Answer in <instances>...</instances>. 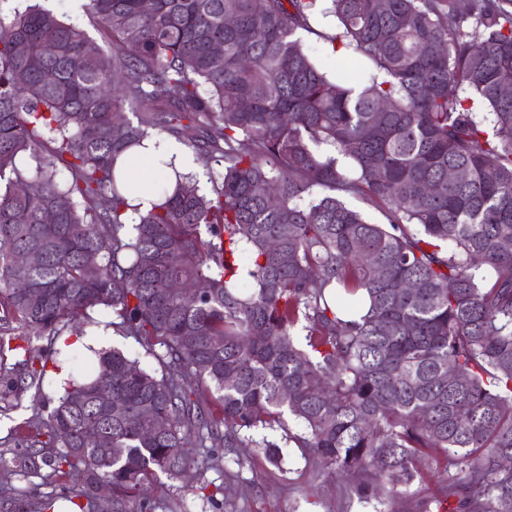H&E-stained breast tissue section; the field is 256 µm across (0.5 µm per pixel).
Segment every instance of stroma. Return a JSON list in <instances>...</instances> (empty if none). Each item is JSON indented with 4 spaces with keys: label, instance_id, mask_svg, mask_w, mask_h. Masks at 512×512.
<instances>
[{
    "label": "stroma",
    "instance_id": "stroma-1",
    "mask_svg": "<svg viewBox=\"0 0 512 512\" xmlns=\"http://www.w3.org/2000/svg\"><path fill=\"white\" fill-rule=\"evenodd\" d=\"M37 4L62 16L91 40L101 41V27L85 8L86 0H36ZM33 354L46 359L41 388L29 389L18 401L0 400V484L10 487L0 499V512H13L24 500L52 495L59 508L69 498L78 497L80 482L59 476L47 466L28 476L11 472L15 456L23 454L20 443L35 417L47 416L62 393V376H74L88 368L86 351L74 338L59 342L47 337L32 340ZM206 482L223 486L222 494L207 501L190 491L191 485ZM353 476L321 473L310 452L290 447L285 451L283 469L265 459L261 449L250 440L224 454L221 462L191 470L181 480L161 479L152 489L154 512H408L410 502L434 501L442 497L448 484L443 467L424 468L410 486L406 497L391 499L386 488L377 487L371 499L363 501L354 491Z\"/></svg>",
    "mask_w": 512,
    "mask_h": 512
}]
</instances>
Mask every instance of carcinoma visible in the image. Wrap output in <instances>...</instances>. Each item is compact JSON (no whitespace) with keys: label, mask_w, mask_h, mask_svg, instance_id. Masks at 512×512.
<instances>
[{"label":"carcinoma","mask_w":512,"mask_h":512,"mask_svg":"<svg viewBox=\"0 0 512 512\" xmlns=\"http://www.w3.org/2000/svg\"><path fill=\"white\" fill-rule=\"evenodd\" d=\"M387 2L327 0V34L311 25L318 0H87L107 51L38 4L0 17V329L54 337L110 309L163 348L159 373L97 352L96 376L65 383L21 439L17 472L39 457L79 479L78 512H104L105 482L112 512H151L147 486L194 468L191 449L215 463L261 429L283 432L259 442L271 465L292 442L323 472L357 475L363 498L404 495L433 453L448 487L419 512H512V0ZM300 30L369 73L336 80ZM150 130L221 172L210 192L190 177L134 218L127 195L164 184L115 162L140 164ZM48 208L57 223H42ZM30 250L36 265L16 268ZM198 282L199 295L173 287ZM43 367L0 337L12 396L40 387ZM92 422L112 446L84 435Z\"/></svg>","instance_id":"cac0c4a2"}]
</instances>
